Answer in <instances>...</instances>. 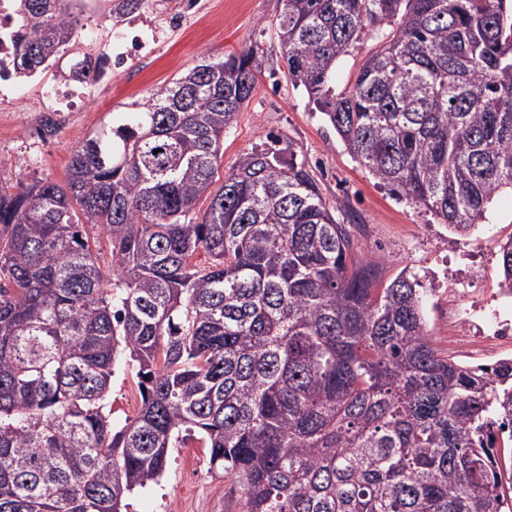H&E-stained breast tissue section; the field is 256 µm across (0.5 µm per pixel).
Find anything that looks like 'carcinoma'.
I'll return each instance as SVG.
<instances>
[{"label":"carcinoma","instance_id":"1","mask_svg":"<svg viewBox=\"0 0 512 512\" xmlns=\"http://www.w3.org/2000/svg\"><path fill=\"white\" fill-rule=\"evenodd\" d=\"M17 2L33 73L75 27L62 0ZM282 2L288 79L349 153L473 229L512 189V0ZM364 34L377 47L338 92ZM254 88L248 53L198 64L78 143L65 185L0 194V512H122L195 433L246 512H512L496 490L512 359L441 356L418 279L379 284L279 139L212 190ZM87 224L110 241L107 272ZM499 273L512 290V239ZM126 354L141 407L117 427Z\"/></svg>","mask_w":512,"mask_h":512}]
</instances>
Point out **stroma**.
<instances>
[{
    "mask_svg": "<svg viewBox=\"0 0 512 512\" xmlns=\"http://www.w3.org/2000/svg\"><path fill=\"white\" fill-rule=\"evenodd\" d=\"M281 10V0H208L189 33L170 35L154 60L113 74L111 98L52 117L0 112V191L12 194L19 183L39 179L65 183L73 147L112 127L130 103L197 64L248 52L256 67V89L224 135L216 182L270 137L291 144L346 224L354 252L374 264L378 278L386 281L405 269L419 275L427 289V330L442 356L459 359L466 346L484 365L512 358V348L493 337L495 322L512 323V299L503 296L499 277L500 249L512 238V191L495 196L477 227L462 235L425 207L378 184L309 105L305 91L289 81L277 37ZM474 266L481 271L476 281L469 276ZM457 304L483 322V335H464L461 325L449 319V307ZM108 407L117 426L140 409L135 371L126 363L114 368ZM126 512H244V497L233 478L211 465L204 440L194 436L171 449L163 475L131 495Z\"/></svg>",
    "mask_w": 512,
    "mask_h": 512,
    "instance_id": "35a3bbf8",
    "label": "stroma"
}]
</instances>
